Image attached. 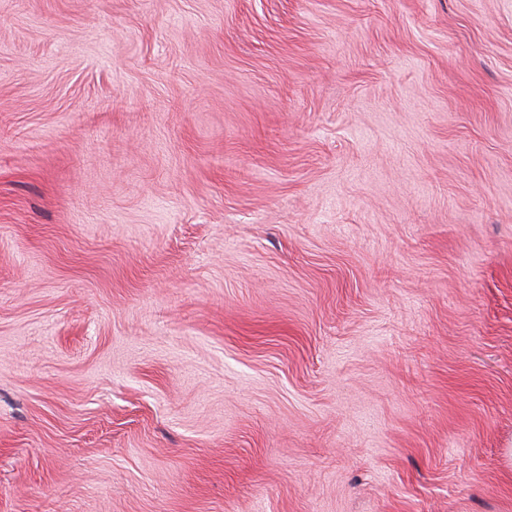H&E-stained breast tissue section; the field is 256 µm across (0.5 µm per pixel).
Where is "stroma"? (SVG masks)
Wrapping results in <instances>:
<instances>
[{"instance_id":"obj_1","label":"stroma","mask_w":512,"mask_h":512,"mask_svg":"<svg viewBox=\"0 0 512 512\" xmlns=\"http://www.w3.org/2000/svg\"><path fill=\"white\" fill-rule=\"evenodd\" d=\"M512 0H0V512H512Z\"/></svg>"}]
</instances>
